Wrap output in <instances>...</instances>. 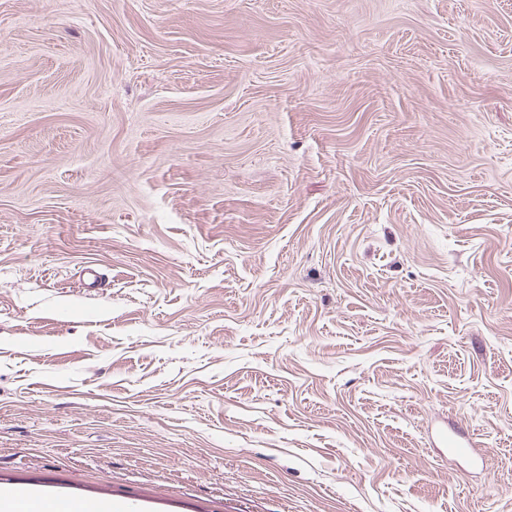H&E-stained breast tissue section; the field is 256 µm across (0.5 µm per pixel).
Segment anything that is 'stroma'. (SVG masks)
I'll use <instances>...</instances> for the list:
<instances>
[{"mask_svg":"<svg viewBox=\"0 0 512 512\" xmlns=\"http://www.w3.org/2000/svg\"><path fill=\"white\" fill-rule=\"evenodd\" d=\"M1 33V488L512 512V0H0Z\"/></svg>","mask_w":512,"mask_h":512,"instance_id":"1","label":"stroma"}]
</instances>
